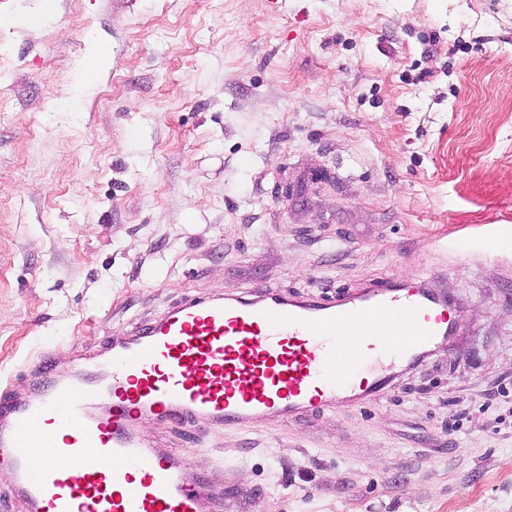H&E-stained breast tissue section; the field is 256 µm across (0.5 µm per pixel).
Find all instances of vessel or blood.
<instances>
[{"mask_svg":"<svg viewBox=\"0 0 512 512\" xmlns=\"http://www.w3.org/2000/svg\"><path fill=\"white\" fill-rule=\"evenodd\" d=\"M456 333L447 297L414 282L187 296L70 368L44 357L29 398L0 383V468L26 512H238L248 490L215 496L185 458L160 451L149 425L361 410ZM34 445L37 461L25 453Z\"/></svg>","mask_w":512,"mask_h":512,"instance_id":"obj_1","label":"vessel or blood"}]
</instances>
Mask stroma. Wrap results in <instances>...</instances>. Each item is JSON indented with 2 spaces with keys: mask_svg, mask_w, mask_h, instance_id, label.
Returning <instances> with one entry per match:
<instances>
[{
  "mask_svg": "<svg viewBox=\"0 0 512 512\" xmlns=\"http://www.w3.org/2000/svg\"><path fill=\"white\" fill-rule=\"evenodd\" d=\"M289 195H281V185ZM512 0H0V381L185 294L426 279L363 410L157 427L246 512H512Z\"/></svg>",
  "mask_w": 512,
  "mask_h": 512,
  "instance_id": "1",
  "label": "stroma"
}]
</instances>
